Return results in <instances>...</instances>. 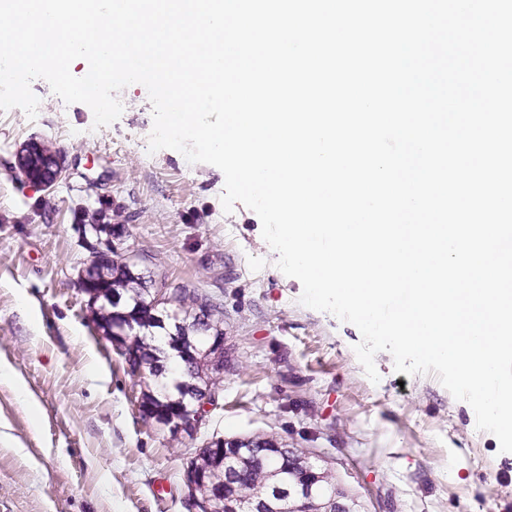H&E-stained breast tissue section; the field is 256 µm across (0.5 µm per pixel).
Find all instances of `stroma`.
<instances>
[{"label": "stroma", "mask_w": 512, "mask_h": 512, "mask_svg": "<svg viewBox=\"0 0 512 512\" xmlns=\"http://www.w3.org/2000/svg\"><path fill=\"white\" fill-rule=\"evenodd\" d=\"M36 118L0 111V512H184L180 474L210 438L273 436L311 448L361 512H512V453L431 374L375 356L371 382L351 323L303 306L243 204L224 211L220 169L149 152L152 105L138 83L97 129L85 104L31 84ZM37 144L61 164L50 185L19 166ZM168 287L220 305L221 399L172 438L137 410L131 376L90 319L80 275L105 246Z\"/></svg>", "instance_id": "obj_1"}]
</instances>
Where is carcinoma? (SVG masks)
<instances>
[{"mask_svg": "<svg viewBox=\"0 0 512 512\" xmlns=\"http://www.w3.org/2000/svg\"><path fill=\"white\" fill-rule=\"evenodd\" d=\"M133 265L123 261H113L104 265L106 273H101L99 268H94L93 274L89 275L91 287L95 288L97 298L108 300L109 295L116 293L124 297L123 304L117 307H109L100 304L93 310V319L103 329L113 327L121 313L126 312L130 317L139 323V327L130 334L127 343V350L134 353L138 362L132 364L129 371L133 375L153 377L158 384V390L151 394H143L140 400L142 405H150L158 413H166L181 406L177 402L178 396L195 391L192 387V380L185 376L183 381L176 385V390L171 392L165 388L166 368L165 355L154 345L155 338L166 336L172 329L169 322L163 319V314L156 311L154 304V283L141 273H132ZM178 303V311L181 314L178 327L183 345L186 349L195 352L200 358H206L205 341L199 334L196 322V310L203 311L206 322L203 326L211 330L217 336L224 335L221 328L220 307L210 299L198 294H189L185 291L179 292L175 299ZM258 444L255 448H277L280 459H268L258 455L244 461H234L230 464V475H224V460H216V454L210 455L211 466L214 477L221 481L229 479L228 491L245 506L250 505L260 494H269L275 499L288 505V491L291 485L284 479L280 483L274 482L273 471L283 470L284 475H290L288 467L296 465L299 461L309 457V451L299 448H289L278 442L273 437L256 438ZM341 494L336 487V481L330 471L321 470L317 497L323 501L332 496Z\"/></svg>", "mask_w": 512, "mask_h": 512, "instance_id": "obj_1", "label": "carcinoma"}]
</instances>
